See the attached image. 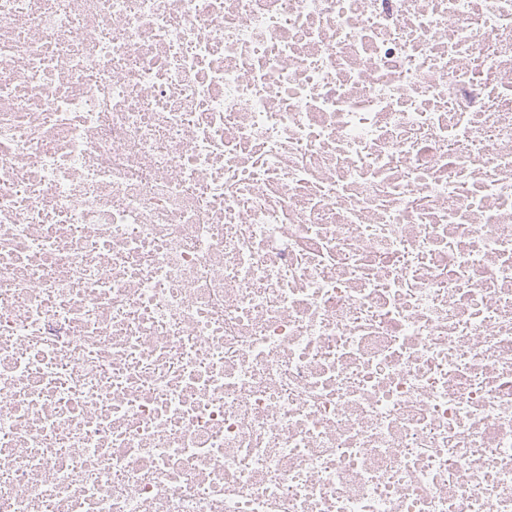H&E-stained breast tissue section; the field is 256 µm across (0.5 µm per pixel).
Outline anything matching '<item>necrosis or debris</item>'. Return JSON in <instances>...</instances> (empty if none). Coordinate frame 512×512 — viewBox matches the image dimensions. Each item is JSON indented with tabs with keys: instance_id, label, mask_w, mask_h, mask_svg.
I'll list each match as a JSON object with an SVG mask.
<instances>
[{
	"instance_id": "1",
	"label": "necrosis or debris",
	"mask_w": 512,
	"mask_h": 512,
	"mask_svg": "<svg viewBox=\"0 0 512 512\" xmlns=\"http://www.w3.org/2000/svg\"><path fill=\"white\" fill-rule=\"evenodd\" d=\"M0 512H512V0H0Z\"/></svg>"
}]
</instances>
